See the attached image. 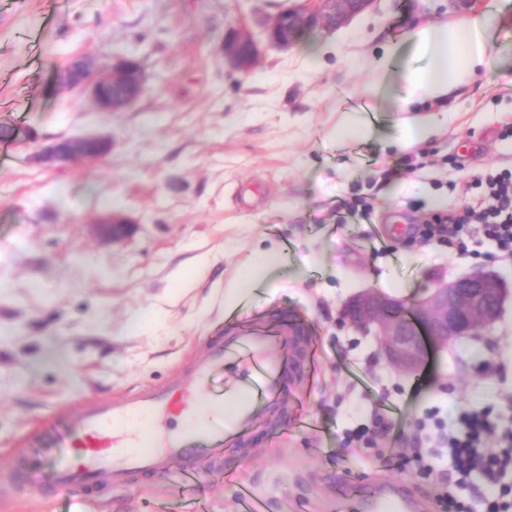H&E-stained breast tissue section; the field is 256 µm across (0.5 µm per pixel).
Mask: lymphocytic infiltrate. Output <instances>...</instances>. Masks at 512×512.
Wrapping results in <instances>:
<instances>
[{
    "mask_svg": "<svg viewBox=\"0 0 512 512\" xmlns=\"http://www.w3.org/2000/svg\"><path fill=\"white\" fill-rule=\"evenodd\" d=\"M476 230L496 241L512 259V171L487 177L478 207L470 206L460 213H436L418 227L417 234L463 254L467 251V238ZM448 424L453 428L446 440L451 478L439 477L434 468L424 469V477L436 498L447 512H470L469 477L479 471L492 478L485 499L486 512H512V485L500 480L501 475L512 472V427L498 429L487 409L449 412ZM492 434L507 444V451H488L485 440ZM429 439L425 425L411 426L399 405L377 398L370 402L368 423L347 431L344 451L329 454L328 460L341 467L349 457L364 456L378 468L403 473L420 465L427 454L425 444Z\"/></svg>",
    "mask_w": 512,
    "mask_h": 512,
    "instance_id": "f902f5d3",
    "label": "lymphocytic infiltrate"
}]
</instances>
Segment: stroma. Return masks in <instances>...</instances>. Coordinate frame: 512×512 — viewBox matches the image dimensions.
Wrapping results in <instances>:
<instances>
[{
	"label": "stroma",
	"mask_w": 512,
	"mask_h": 512,
	"mask_svg": "<svg viewBox=\"0 0 512 512\" xmlns=\"http://www.w3.org/2000/svg\"><path fill=\"white\" fill-rule=\"evenodd\" d=\"M291 0H0V512H236L246 480L266 512H339L342 487L385 480L356 461L329 465L346 430L361 424L365 398L345 365L375 379L374 396L399 401L416 389L410 417L428 409L494 405L512 418V299L487 336L430 347L418 374L386 362L368 333L344 317L371 288L410 298L438 279L477 268L512 283V261L475 234L465 255L412 241L414 225L438 209L479 203L478 183L512 170V0H376L330 35L265 49L249 74L224 65L219 46L243 21L261 34ZM499 14L490 64L443 101L418 104L413 120L433 135L405 145L396 113L366 92L385 49L405 47L426 25ZM99 65L129 57L143 65L140 99L97 111L88 93L60 86L75 56ZM375 111L365 135L340 136L351 111ZM108 136L101 161L49 167L39 149L63 138ZM423 158L412 171L408 159ZM361 197L369 220L341 216ZM116 212L132 237L104 244L91 221ZM272 249L279 263L235 307L224 289ZM290 318L314 357L296 358L278 408L223 457L124 487L20 493L13 459L39 484L51 482V440L94 400L173 382L185 357L222 326ZM495 359L492 384L474 352ZM43 439L25 442L34 427Z\"/></svg>",
	"instance_id": "1"
}]
</instances>
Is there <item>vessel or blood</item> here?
<instances>
[{
	"label": "vessel or blood",
	"mask_w": 512,
	"mask_h": 512,
	"mask_svg": "<svg viewBox=\"0 0 512 512\" xmlns=\"http://www.w3.org/2000/svg\"><path fill=\"white\" fill-rule=\"evenodd\" d=\"M287 320L244 321L225 327L222 341L209 344L168 385L133 396L92 402L78 413L52 472L58 491L128 485L143 475L161 476L185 458H219L237 445L262 414L275 409L290 361ZM233 366L236 376L214 394L217 370ZM232 412H225V404ZM238 512H266L250 486L239 485ZM417 512L416 499L401 486L365 484L346 499L343 512Z\"/></svg>",
	"instance_id": "vessel-or-blood-1"
}]
</instances>
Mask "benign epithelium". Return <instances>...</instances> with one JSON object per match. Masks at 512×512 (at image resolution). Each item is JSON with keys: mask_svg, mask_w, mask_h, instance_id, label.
<instances>
[{"mask_svg": "<svg viewBox=\"0 0 512 512\" xmlns=\"http://www.w3.org/2000/svg\"><path fill=\"white\" fill-rule=\"evenodd\" d=\"M375 0H297V3L268 18L264 23L267 43L281 50L292 47L314 30L334 32L356 15L372 8ZM224 64L243 74L249 72L263 53L253 32L245 25L229 26L220 46ZM81 67L74 81H63L72 89L88 91L102 112H119L141 96L146 73L143 66L121 58L105 73L89 56L76 60ZM112 151V142L100 136L63 139L44 148L39 158L47 164L73 160L95 163ZM99 237L121 242L131 234V224L115 213L93 221ZM512 290L498 275L474 270L455 280H439L434 287L413 299H396L374 290L356 295L344 310L355 327L372 334L384 358L401 372L419 371L429 345L457 343L489 333L497 324ZM403 312L402 317L394 311Z\"/></svg>", "mask_w": 512, "mask_h": 512, "instance_id": "1", "label": "benign epithelium"}]
</instances>
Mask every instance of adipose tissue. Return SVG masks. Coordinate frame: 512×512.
I'll return each mask as SVG.
<instances>
[{
    "mask_svg": "<svg viewBox=\"0 0 512 512\" xmlns=\"http://www.w3.org/2000/svg\"><path fill=\"white\" fill-rule=\"evenodd\" d=\"M498 27V13L489 8L464 25L425 26L414 31L407 51L387 50L372 83L390 111H407L411 103L437 100L466 85L489 62L488 36ZM430 66H417L420 58Z\"/></svg>",
    "mask_w": 512,
    "mask_h": 512,
    "instance_id": "obj_1",
    "label": "adipose tissue"
}]
</instances>
